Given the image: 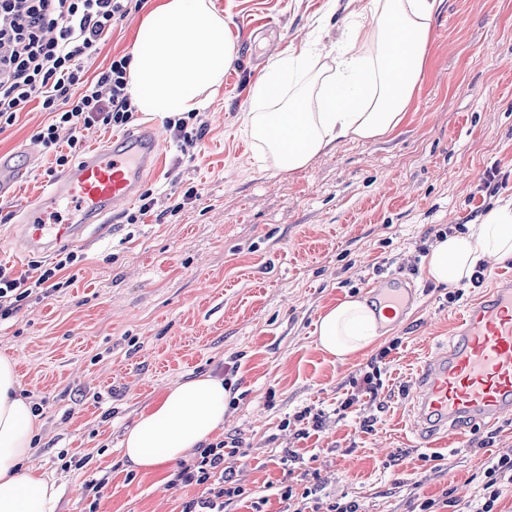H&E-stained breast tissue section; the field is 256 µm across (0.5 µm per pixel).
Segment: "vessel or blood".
<instances>
[{"label":"vessel or blood","mask_w":512,"mask_h":512,"mask_svg":"<svg viewBox=\"0 0 512 512\" xmlns=\"http://www.w3.org/2000/svg\"><path fill=\"white\" fill-rule=\"evenodd\" d=\"M160 150L155 131L86 153L20 209L18 248L48 252L82 243L90 224H107L138 195ZM410 415L422 434L463 431L512 413V278L460 313L447 345L415 379Z\"/></svg>","instance_id":"obj_1"}]
</instances>
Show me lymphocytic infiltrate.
<instances>
[{"label":"lymphocytic infiltrate","instance_id":"1","mask_svg":"<svg viewBox=\"0 0 512 512\" xmlns=\"http://www.w3.org/2000/svg\"><path fill=\"white\" fill-rule=\"evenodd\" d=\"M142 0H0V125H12L24 106L40 100L54 119L37 139L56 165L64 166L82 147L85 132L94 126L126 127L134 107L128 92L126 55L113 57L106 71L88 79L82 58L96 54L114 27ZM70 133L60 140V129ZM81 261L73 251L60 252L55 261L37 265L36 276L0 265V321L13 318L24 302L43 300L62 289L60 274ZM238 445L210 443L199 457L181 462L176 474L187 484H209V495L184 504L182 512H224L245 490L236 483ZM512 474V458L490 460L482 497L467 504L466 512H497L501 483Z\"/></svg>","mask_w":512,"mask_h":512}]
</instances>
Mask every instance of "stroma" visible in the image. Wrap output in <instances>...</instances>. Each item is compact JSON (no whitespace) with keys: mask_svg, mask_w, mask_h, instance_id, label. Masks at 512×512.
Segmentation results:
<instances>
[{"mask_svg":"<svg viewBox=\"0 0 512 512\" xmlns=\"http://www.w3.org/2000/svg\"><path fill=\"white\" fill-rule=\"evenodd\" d=\"M145 0L82 60L87 77L131 54ZM235 44L223 84L208 90L204 129L183 155L166 115L134 112L125 129L93 128L85 149L156 126L163 140L144 181L154 210L138 223L120 209L88 229L74 281L0 324V356L16 362L19 392L39 404L29 467L63 491L56 512H181L204 485L175 481L177 464L144 474L121 454L140 413L166 388L207 374L230 380L234 404L211 439L238 440L247 491L233 512H281L286 470L312 489L317 512L357 501L361 512H414L426 498L466 504L482 493L490 458L512 456V414L422 447L408 419L419 361L447 343L456 316L485 295L425 276L438 230L476 222L512 198V0H443L407 120L389 137L341 143L285 171L243 130L249 87L271 54L300 49L320 21L342 24L364 0H213ZM52 119L39 100L0 130V156L24 167L0 194V263L28 270L48 255L14 250L16 209L59 173L36 133ZM497 172L498 191L484 186ZM192 200H184L186 190ZM399 273L415 301L377 346L339 362L322 352L323 310L370 299ZM390 347L376 397L341 404L368 363ZM322 413L302 433L300 412Z\"/></svg>","mask_w":512,"mask_h":512,"instance_id":"35a3bbf8","label":"stroma"}]
</instances>
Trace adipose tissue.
I'll return each instance as SVG.
<instances>
[{
	"label": "adipose tissue",
	"instance_id": "ef3b65f1",
	"mask_svg": "<svg viewBox=\"0 0 512 512\" xmlns=\"http://www.w3.org/2000/svg\"><path fill=\"white\" fill-rule=\"evenodd\" d=\"M441 0H367L348 14L335 41L269 58L250 88L243 122L280 168H304L344 141L392 134L406 119L421 83ZM234 46L211 0H159L144 19L130 63L138 111L174 116L204 105L220 86ZM512 259V200L466 231L430 247L427 279L468 280L479 264ZM389 317L349 298L319 318V348L342 361L375 345ZM224 382L201 375L168 388L145 408L122 443L124 457L144 472L183 458L224 425ZM30 402L17 393L14 363L0 359V512H55L60 489L24 467L34 431Z\"/></svg>",
	"mask_w": 512,
	"mask_h": 512
}]
</instances>
